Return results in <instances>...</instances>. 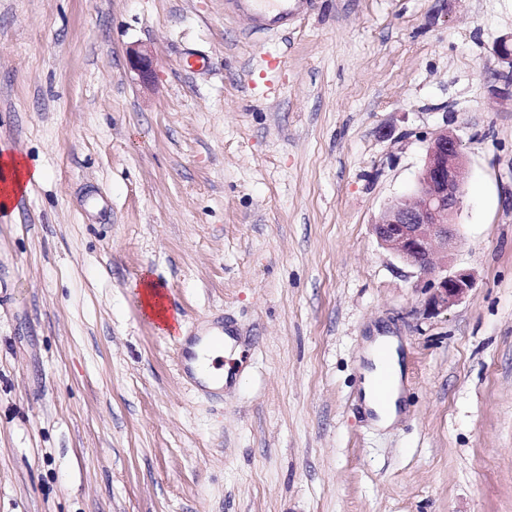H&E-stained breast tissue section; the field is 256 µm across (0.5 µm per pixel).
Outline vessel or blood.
Instances as JSON below:
<instances>
[{"instance_id": "1", "label": "vessel or blood", "mask_w": 512, "mask_h": 512, "mask_svg": "<svg viewBox=\"0 0 512 512\" xmlns=\"http://www.w3.org/2000/svg\"><path fill=\"white\" fill-rule=\"evenodd\" d=\"M225 7L232 13L244 17L253 33H278L288 29L298 18L314 5V0H224ZM215 336L207 342H200L191 336L181 342L178 356L183 374L189 380L198 375L208 374L210 368H221V360H210L209 354L218 348L221 335L228 328L223 321L216 320L210 325Z\"/></svg>"}]
</instances>
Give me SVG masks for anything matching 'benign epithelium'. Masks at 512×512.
<instances>
[{
	"label": "benign epithelium",
	"mask_w": 512,
	"mask_h": 512,
	"mask_svg": "<svg viewBox=\"0 0 512 512\" xmlns=\"http://www.w3.org/2000/svg\"><path fill=\"white\" fill-rule=\"evenodd\" d=\"M496 53L508 70L495 78L512 88V43L500 41ZM464 178L459 138L446 129L435 132L413 195L391 200L372 225L381 246L427 278L425 310L431 313L461 302L474 283L467 271L448 274V247L456 241Z\"/></svg>",
	"instance_id": "benign-epithelium-1"
}]
</instances>
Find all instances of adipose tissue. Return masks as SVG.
Instances as JSON below:
<instances>
[{
	"mask_svg": "<svg viewBox=\"0 0 512 512\" xmlns=\"http://www.w3.org/2000/svg\"><path fill=\"white\" fill-rule=\"evenodd\" d=\"M40 168L29 167L18 155L0 157V210H9L21 195L43 180ZM367 362L360 396L374 426L386 429L401 416L403 361L400 340L389 334L371 337L362 352Z\"/></svg>",
	"mask_w": 512,
	"mask_h": 512,
	"instance_id": "adipose-tissue-1",
	"label": "adipose tissue"
}]
</instances>
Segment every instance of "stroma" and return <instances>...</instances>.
Here are the masks:
<instances>
[{
	"label": "stroma",
	"instance_id": "1",
	"mask_svg": "<svg viewBox=\"0 0 512 512\" xmlns=\"http://www.w3.org/2000/svg\"><path fill=\"white\" fill-rule=\"evenodd\" d=\"M511 35L512 0H316L260 35L224 0H0V147L48 172L0 213V512H512ZM442 127L474 286L431 314L371 226ZM217 318L218 397L178 366ZM375 326L404 354L385 430ZM135 288L139 289L138 296L146 315L154 320L164 323L167 326V317H162L156 306L158 299L156 297V293L153 291L154 285L148 279L144 278L135 285ZM362 356L368 362L362 370L363 380L360 396L364 409L370 413L371 422L380 429L393 426L401 417L403 393V361L400 353V340L390 334L371 336L365 344ZM387 370L389 389L381 398L377 383L379 375Z\"/></svg>",
	"mask_w": 512,
	"mask_h": 512
}]
</instances>
